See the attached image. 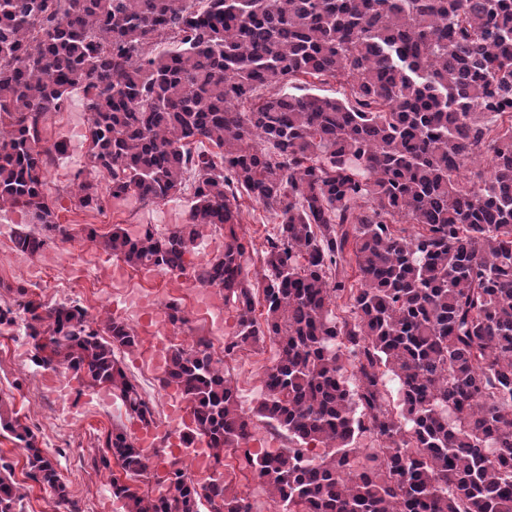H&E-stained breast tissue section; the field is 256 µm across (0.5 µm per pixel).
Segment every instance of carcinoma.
Wrapping results in <instances>:
<instances>
[{"instance_id":"1","label":"carcinoma","mask_w":512,"mask_h":512,"mask_svg":"<svg viewBox=\"0 0 512 512\" xmlns=\"http://www.w3.org/2000/svg\"><path fill=\"white\" fill-rule=\"evenodd\" d=\"M298 76L342 78L350 96L292 93ZM76 87L91 112L89 173L108 176L112 198L154 204L192 179L189 223L136 236L116 226L104 249L132 268L181 271L200 227L224 230V251L193 275L235 313L224 357L279 344L254 411L288 435L278 453L243 448L253 417L206 338L172 355L161 382L187 402L214 470L232 459L282 512H512V0H0V206L39 226L15 232L22 253L71 237L44 193L65 144L41 131ZM206 142L217 152L193 149ZM483 154L486 169L462 174ZM241 190L280 218L256 289ZM78 192L102 210L92 180ZM352 264L356 286L340 276ZM7 290L0 327L24 315L33 364L63 365L154 421L115 355L137 345L133 326L95 329L82 307ZM338 299L350 312L340 321ZM0 427L24 450L26 478L79 512L34 431L2 410ZM364 433L377 447L360 461ZM98 447L96 462L121 469L112 494L126 512H250L233 480L196 482L173 456L158 477L124 431ZM22 490L0 457V512H16Z\"/></svg>"}]
</instances>
